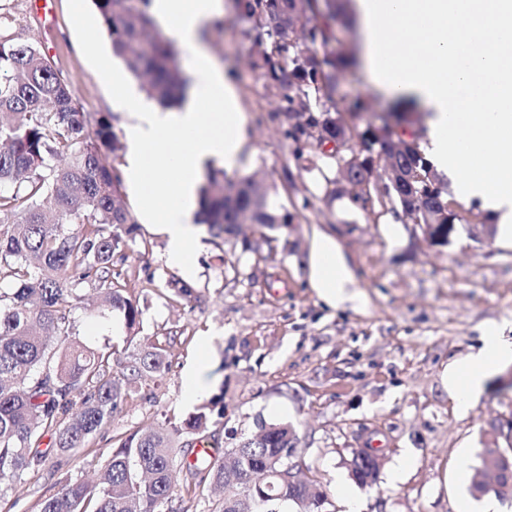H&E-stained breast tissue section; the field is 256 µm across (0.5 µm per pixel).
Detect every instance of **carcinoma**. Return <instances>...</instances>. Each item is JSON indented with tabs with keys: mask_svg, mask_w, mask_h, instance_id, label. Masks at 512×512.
Listing matches in <instances>:
<instances>
[{
	"mask_svg": "<svg viewBox=\"0 0 512 512\" xmlns=\"http://www.w3.org/2000/svg\"><path fill=\"white\" fill-rule=\"evenodd\" d=\"M150 2L92 0L113 54L141 80L148 98L169 106L184 99L189 82L170 44L152 33ZM319 15L318 0H234V23L250 42V64L261 71L274 97V115L287 120L286 134L300 158L314 146L303 138L307 129L320 125L331 139L345 129L333 103L347 60L330 48L334 36ZM12 23V14L0 11V224L10 226L0 231V495L21 488L23 476L44 469L49 457L85 447L131 393L161 383L168 359L158 341L126 355L117 345L91 347L69 334L73 302L88 285L98 290L100 308L122 315L128 332L137 335L142 309L112 273L114 256L133 238L135 219L119 200L120 175L104 160L103 150H119L111 122L102 117L90 123L76 108L61 70L36 46L20 41ZM312 93L331 106L314 107ZM359 136L351 172L393 149L384 130L368 125ZM403 166L425 180L390 186L387 197L400 206L399 219H407L417 197L428 207L424 223L435 225L430 235L436 244H448L450 224L455 233L470 230L463 216L448 210L447 181L420 146H405ZM203 179L197 222L214 236L233 233L242 219L268 230L292 221L269 207L268 187L253 175L228 179L209 164ZM72 224L82 230L72 231ZM6 281L14 288H2ZM114 361L121 365L117 375ZM211 414L204 404L171 428L134 431L95 482L64 483L42 502L41 512H177L176 448L193 447ZM298 444L290 425L262 423L221 457L188 462L186 471L195 476L204 470L224 490L212 512H244L258 486L267 499L251 504V512H267L275 501L291 502L297 512H329L318 480L308 481L317 499L302 503L300 488L274 476L288 466ZM496 456L512 462L497 441L485 440L482 469ZM350 476L368 485L360 452Z\"/></svg>",
	"mask_w": 512,
	"mask_h": 512,
	"instance_id": "carcinoma-1",
	"label": "carcinoma"
}]
</instances>
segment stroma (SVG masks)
I'll list each match as a JSON object with an SVG mask.
<instances>
[{
    "label": "stroma",
    "instance_id": "stroma-1",
    "mask_svg": "<svg viewBox=\"0 0 512 512\" xmlns=\"http://www.w3.org/2000/svg\"><path fill=\"white\" fill-rule=\"evenodd\" d=\"M16 19L21 41L35 44L67 77L74 102L90 117L110 115L118 138L125 118L113 107L114 88L102 73L111 43L92 0H0ZM330 23L336 53L355 62L339 78L335 104L363 99L370 112L392 106L380 98L359 61L361 34L354 0H336ZM206 48L229 70L249 134L239 164L226 175L266 179L270 205L292 215L271 231L242 225L239 234L204 233L195 254L191 296H177L178 268L164 258L165 242L146 225L114 258L113 275L143 311L136 340L167 341L169 368L152 398L128 397L111 426L86 447L60 458L54 477L30 473L22 488L0 498V512H40L41 503L69 480H92L130 432L178 421L193 407L183 399L187 367L210 336L211 385L201 403L219 398L224 414L212 417L207 437L218 449L234 446L257 420L292 425L299 453L327 491L330 512H342L341 488L361 495L363 512H457L474 493L482 443L494 421L512 416V363L496 369L467 414L455 411L444 379L449 363L479 344L487 325L512 321V241L460 231L445 247H431L418 227L381 206L374 181L373 213L348 198L331 197L325 181L274 116L259 70L248 65L249 42L229 20L209 24ZM331 236L353 278L350 298L329 307L310 282L316 235ZM72 333L91 345L123 344L119 315H101L91 302L72 308ZM382 443L379 480L353 483L349 463L370 437ZM411 464L401 482L388 474L401 456Z\"/></svg>",
    "mask_w": 512,
    "mask_h": 512
}]
</instances>
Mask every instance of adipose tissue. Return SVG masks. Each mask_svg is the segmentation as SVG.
Returning <instances> with one entry per match:
<instances>
[{"label": "adipose tissue", "mask_w": 512, "mask_h": 512, "mask_svg": "<svg viewBox=\"0 0 512 512\" xmlns=\"http://www.w3.org/2000/svg\"><path fill=\"white\" fill-rule=\"evenodd\" d=\"M150 10L176 41L193 46V86L182 105L161 110L118 87L126 117L123 176L138 223L166 242L165 261L195 274L201 242L197 188L208 161L233 167L248 141L233 82L197 40L223 15L224 0H152ZM361 62L387 98L418 101L430 115L421 150L512 238V0H356ZM310 280L329 305L342 302L352 274L335 240L317 236ZM512 362V323L489 326L479 346L447 369L459 412H468L487 376Z\"/></svg>", "instance_id": "adipose-tissue-1"}]
</instances>
